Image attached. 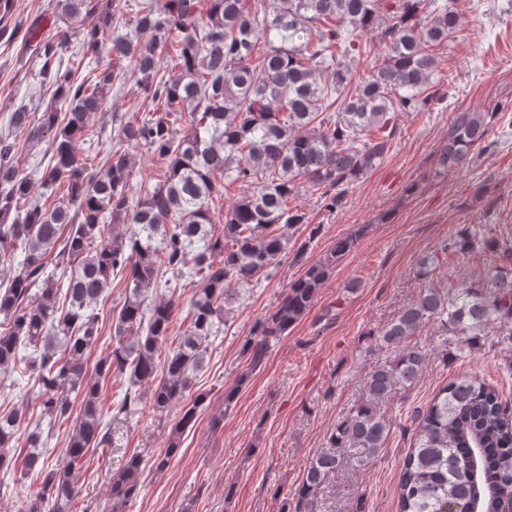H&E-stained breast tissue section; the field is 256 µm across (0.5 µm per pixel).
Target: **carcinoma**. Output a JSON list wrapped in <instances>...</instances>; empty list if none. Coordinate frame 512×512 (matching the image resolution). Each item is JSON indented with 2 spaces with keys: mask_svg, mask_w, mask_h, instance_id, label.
Instances as JSON below:
<instances>
[{
  "mask_svg": "<svg viewBox=\"0 0 512 512\" xmlns=\"http://www.w3.org/2000/svg\"><path fill=\"white\" fill-rule=\"evenodd\" d=\"M251 13L245 0H139L131 28L112 35V0H51L64 24L58 37L40 35L42 17L26 28L10 25L13 0H0V34L21 41L40 61L41 85L51 90L38 120L11 114L0 132V376L16 369L39 385L43 416L52 426L70 419L80 400L63 463L49 465L44 429L22 412L0 413V471L15 468L12 448L25 438L26 474L44 476L40 490L15 512H74L79 496L76 466L90 448H116V427L138 413L142 397L158 418L164 468L193 428L206 394L192 395L210 339L220 335L238 299V287L257 280L288 250L286 230L304 223L289 207L301 183L321 192L329 208L344 187L384 160L401 112H420L431 98L439 64L430 48L448 41L460 16L443 8L427 12V0H262ZM322 24L312 34L315 24ZM376 33L388 45L385 61L353 82L346 60L367 52L363 36ZM79 38L77 65L57 60L62 45ZM263 47H258V43ZM107 53L111 66L98 79L79 68ZM135 78L134 93L147 110L119 122L120 146L92 167L80 146L100 141L94 127L116 83ZM341 99L336 119L323 116ZM67 104L60 112L55 103ZM188 112L182 135L175 126ZM46 142L47 164L38 181L17 165L18 136ZM144 147L164 174L140 184L130 197L135 161L123 145ZM487 141L482 112H458L438 167L456 171ZM240 181L253 191L224 212L222 234L211 233V204L224 184ZM124 232L106 233V222ZM476 239L462 230L449 244L470 250ZM336 240L329 255L309 265L249 339L250 364L263 362L272 343L312 307L336 260L353 247ZM490 251L499 242L484 239ZM126 297L112 323L115 345L88 376L86 358L100 338L97 302L116 278ZM198 282L191 321L177 345L162 352L183 281ZM492 287L471 281L451 295L422 287L378 335L396 351L395 362L364 379L366 397L329 435L332 448L362 449L358 465L378 456L389 435L379 401L396 386H411L426 369L427 351L406 340L433 321L481 349L484 328L500 324L512 344V248L491 274ZM125 375L129 390L104 420L101 381ZM144 390H139V387ZM181 406L175 423L169 410ZM412 445L399 477V512H500L512 501V422L496 387L473 376L444 385L415 411ZM145 459L133 453L112 475L109 512H125L139 492ZM339 465L334 452L310 461L295 492L292 512H313L318 488Z\"/></svg>",
  "mask_w": 512,
  "mask_h": 512,
  "instance_id": "1",
  "label": "carcinoma"
}]
</instances>
